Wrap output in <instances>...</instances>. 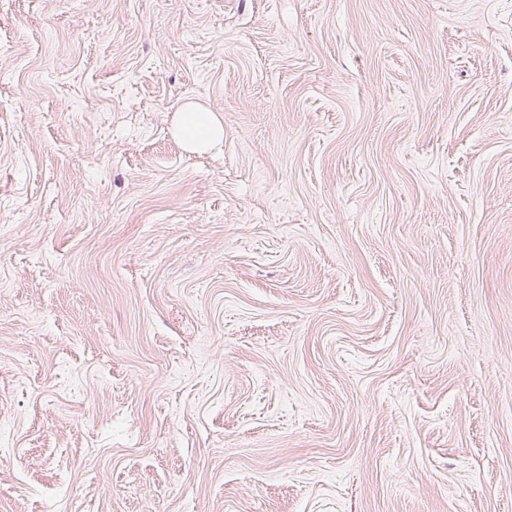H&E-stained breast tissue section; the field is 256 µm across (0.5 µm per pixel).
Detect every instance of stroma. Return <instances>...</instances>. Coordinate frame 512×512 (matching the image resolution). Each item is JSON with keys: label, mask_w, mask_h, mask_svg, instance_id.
Returning a JSON list of instances; mask_svg holds the SVG:
<instances>
[{"label": "stroma", "mask_w": 512, "mask_h": 512, "mask_svg": "<svg viewBox=\"0 0 512 512\" xmlns=\"http://www.w3.org/2000/svg\"><path fill=\"white\" fill-rule=\"evenodd\" d=\"M0 443V512H512V0H0ZM176 133L190 151H204L224 138V126L207 108L192 102L177 110Z\"/></svg>", "instance_id": "obj_1"}]
</instances>
